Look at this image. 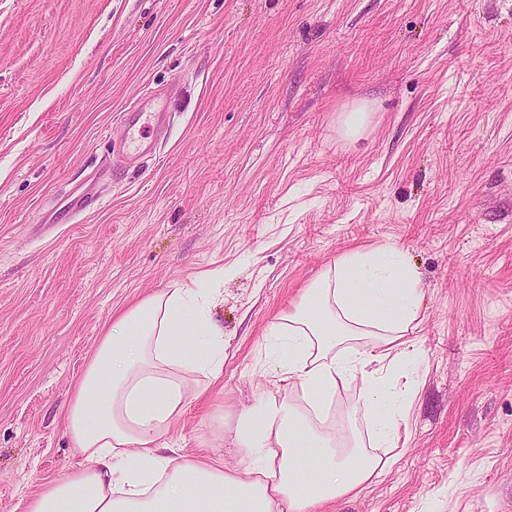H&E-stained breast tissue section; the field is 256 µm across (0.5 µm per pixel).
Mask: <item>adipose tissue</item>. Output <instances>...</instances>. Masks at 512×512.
Listing matches in <instances>:
<instances>
[{"instance_id": "1", "label": "adipose tissue", "mask_w": 512, "mask_h": 512, "mask_svg": "<svg viewBox=\"0 0 512 512\" xmlns=\"http://www.w3.org/2000/svg\"><path fill=\"white\" fill-rule=\"evenodd\" d=\"M421 277L393 244L348 251L310 282L272 335L280 381L298 398L241 413L223 442L246 449L248 478L222 458L167 455L165 435L186 408L191 376H219L224 330L211 292L166 288L116 316L72 390L65 415L83 460L28 499L26 512H318L358 495L388 465L406 423L372 364L407 355L419 326ZM361 376L369 435L329 424L339 387Z\"/></svg>"}]
</instances>
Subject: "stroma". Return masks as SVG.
I'll return each instance as SVG.
<instances>
[{
    "label": "stroma",
    "mask_w": 512,
    "mask_h": 512,
    "mask_svg": "<svg viewBox=\"0 0 512 512\" xmlns=\"http://www.w3.org/2000/svg\"><path fill=\"white\" fill-rule=\"evenodd\" d=\"M146 87L169 123L114 166ZM99 168L93 211L40 225ZM384 244L423 285L389 371L408 432L323 512H512V0H0V512L74 465L67 401L112 317L179 284L217 289L224 369L169 442L246 475L220 428L287 395L272 324Z\"/></svg>",
    "instance_id": "35a3bbf8"
}]
</instances>
